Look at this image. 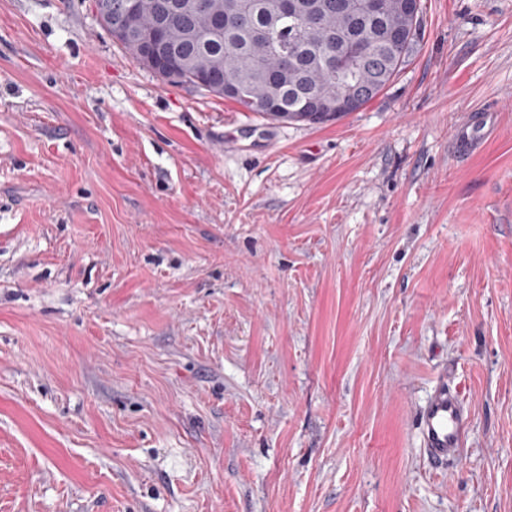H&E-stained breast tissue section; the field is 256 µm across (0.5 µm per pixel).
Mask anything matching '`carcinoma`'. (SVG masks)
<instances>
[{
  "label": "carcinoma",
  "mask_w": 512,
  "mask_h": 512,
  "mask_svg": "<svg viewBox=\"0 0 512 512\" xmlns=\"http://www.w3.org/2000/svg\"><path fill=\"white\" fill-rule=\"evenodd\" d=\"M157 2L137 26L156 36L162 80L183 85L210 76L209 93L222 98L221 86L233 83L238 93L231 100L248 112L312 124L344 116L310 111L315 101L350 94L355 112L371 102L415 50L421 30L420 13H404L402 0H382L375 15L354 10L350 0H296L292 17L282 15L280 0H205L224 18L219 29L207 15L185 10L189 0ZM353 41L366 44V57L336 67Z\"/></svg>",
  "instance_id": "cac0c4a2"
}]
</instances>
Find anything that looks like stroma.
Instances as JSON below:
<instances>
[{"instance_id":"1","label":"stroma","mask_w":512,"mask_h":512,"mask_svg":"<svg viewBox=\"0 0 512 512\" xmlns=\"http://www.w3.org/2000/svg\"><path fill=\"white\" fill-rule=\"evenodd\" d=\"M422 8L305 125L163 81L92 0H0V512H512V0ZM485 112L488 111L472 112L457 126L452 139V151L456 158L471 155L488 137ZM471 415L456 387L443 376L422 406L418 429L428 464L446 467L456 461L467 443Z\"/></svg>"}]
</instances>
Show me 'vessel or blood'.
Segmentation results:
<instances>
[{
	"instance_id": "obj_1",
	"label": "vessel or blood",
	"mask_w": 512,
	"mask_h": 512,
	"mask_svg": "<svg viewBox=\"0 0 512 512\" xmlns=\"http://www.w3.org/2000/svg\"><path fill=\"white\" fill-rule=\"evenodd\" d=\"M487 136L484 112L468 114L457 126L452 139L455 157L471 155L481 147ZM470 423V411L460 392L447 380H438L418 418L421 445L430 466L444 467L459 458L467 443Z\"/></svg>"
}]
</instances>
